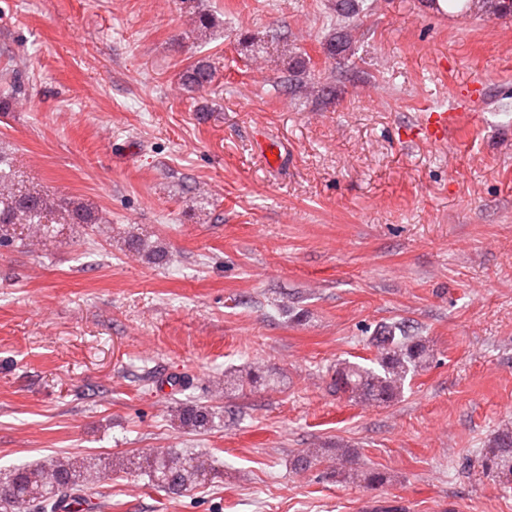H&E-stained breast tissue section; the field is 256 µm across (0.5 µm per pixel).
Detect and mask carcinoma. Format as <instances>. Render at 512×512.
<instances>
[{
	"label": "carcinoma",
	"instance_id": "1",
	"mask_svg": "<svg viewBox=\"0 0 512 512\" xmlns=\"http://www.w3.org/2000/svg\"><path fill=\"white\" fill-rule=\"evenodd\" d=\"M448 13L469 15L481 13L490 19L512 16V0H447ZM194 31L203 34L216 27L212 14L195 12ZM330 57L349 50L348 35L338 32L325 41ZM215 70L207 59H198L188 65L182 74L183 85L200 89L212 83ZM288 88L292 92H314L318 83L307 71V63L294 57L289 62ZM10 162L0 156V245L14 241L16 227L28 226L33 233L45 235L54 231L56 224H95L87 210L70 200L53 197L39 191H21L14 188L13 173L6 170ZM376 349L372 365L341 362L336 364V392L352 401L368 405H383L399 399L408 378L424 371L430 364L432 349L427 340L411 336L401 323L385 325L371 338ZM214 410L175 408L172 418L179 426L196 431L213 418ZM336 458V477L351 483H362L374 489L388 482L389 477L379 471L365 470L356 462V452L342 444L334 448H306L294 459L296 470L317 465L322 458ZM152 481L171 493L190 489L206 472L212 469L205 456H186L167 450L148 461ZM483 471L507 482L512 481V426L498 429L489 452L482 459ZM93 477L92 467L78 456H62L48 466H30L12 471L0 482V512H59L60 504L73 497Z\"/></svg>",
	"mask_w": 512,
	"mask_h": 512
}]
</instances>
